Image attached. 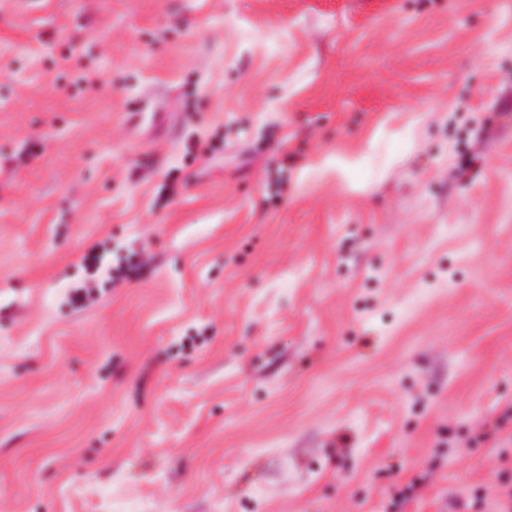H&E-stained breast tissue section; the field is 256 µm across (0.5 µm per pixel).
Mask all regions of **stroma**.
<instances>
[{
  "label": "stroma",
  "mask_w": 512,
  "mask_h": 512,
  "mask_svg": "<svg viewBox=\"0 0 512 512\" xmlns=\"http://www.w3.org/2000/svg\"><path fill=\"white\" fill-rule=\"evenodd\" d=\"M411 482L512 491V0H0V512Z\"/></svg>",
  "instance_id": "1"
}]
</instances>
